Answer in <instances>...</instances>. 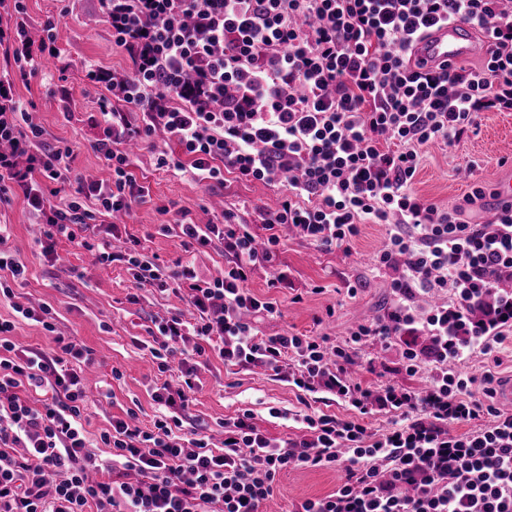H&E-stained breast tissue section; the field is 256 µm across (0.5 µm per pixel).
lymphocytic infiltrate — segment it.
<instances>
[{
  "instance_id": "obj_1",
  "label": "lymphocytic infiltrate",
  "mask_w": 512,
  "mask_h": 512,
  "mask_svg": "<svg viewBox=\"0 0 512 512\" xmlns=\"http://www.w3.org/2000/svg\"><path fill=\"white\" fill-rule=\"evenodd\" d=\"M505 0H101L112 40L131 59L117 72L91 66L86 76L118 90L138 108L141 127L126 113L107 112L96 151L112 182H79L71 201L49 205L40 180L68 178L71 149L43 146L28 124L16 80H27L38 48L12 37L26 10L14 0L16 22L0 24V54L15 78L0 79V196L19 187L47 241L78 242L97 216L131 209L148 195L129 170L124 143L160 130L181 149L175 171L203 184L235 179L284 185L276 211L259 215L265 240L228 208L220 223L178 222L182 237L222 248V272L200 278L194 266L177 272L192 320H156L150 353L159 371L180 352L181 388L162 384L152 428L117 418L100 440L102 460L86 450L82 345L56 337L57 349L16 350V318L52 330L33 308L14 302L0 318V512H263L277 476L291 467L340 466L345 482L290 512H512V412L490 405L493 379L462 375L461 364L489 354L512 334V204L489 223L472 224L466 211L490 192L485 184L452 208L418 195L413 181L422 150L451 148L477 133L480 112L512 111V12ZM470 24L491 44L474 68L437 70L412 63L416 39L448 22ZM27 156L18 168V156ZM366 224L386 238L377 269L390 278L391 303L343 343L325 336L278 334L259 338L251 317L280 315L276 299L246 286L258 269L268 285L293 282L277 267L279 228L296 230L321 251L349 248ZM101 261L132 270L136 289L163 272L140 249L102 242ZM449 300H441L444 292ZM435 297L420 310L415 299ZM404 340L407 372H429L426 391L386 386L371 390L347 370L351 352L377 340ZM260 367L312 393L326 392L362 415L391 414L383 434L334 415L307 414L303 438H272L251 411L225 421L215 450L202 431L182 434L181 411L196 384L198 358ZM42 392L31 400L30 392ZM464 425L461 434L450 425ZM138 480H131V473Z\"/></svg>"
}]
</instances>
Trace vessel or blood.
I'll use <instances>...</instances> for the list:
<instances>
[{
	"label": "vessel or blood",
	"mask_w": 512,
	"mask_h": 512,
	"mask_svg": "<svg viewBox=\"0 0 512 512\" xmlns=\"http://www.w3.org/2000/svg\"><path fill=\"white\" fill-rule=\"evenodd\" d=\"M487 49L468 24L453 22L427 30L415 42L412 59L427 66L453 65Z\"/></svg>",
	"instance_id": "1"
}]
</instances>
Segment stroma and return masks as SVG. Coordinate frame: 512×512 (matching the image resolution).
Returning <instances> with one entry per match:
<instances>
[{
  "label": "stroma",
  "mask_w": 512,
  "mask_h": 512,
  "mask_svg": "<svg viewBox=\"0 0 512 512\" xmlns=\"http://www.w3.org/2000/svg\"><path fill=\"white\" fill-rule=\"evenodd\" d=\"M26 32L31 43L55 36L60 56L42 63L27 82L17 83L15 95L44 132L47 146L68 145L73 149L65 182L59 183L57 201L70 199L78 180L91 178L111 182L112 169L94 145L104 135L101 105L121 107V99L110 88L90 83L89 66L127 70V53L112 42V31L101 17L100 0H26ZM477 134L456 147L423 151L414 188L419 195L448 208L469 192L473 183L490 176L512 177V112L480 113ZM177 146L162 132L142 139L130 166L139 184L149 187L151 199L133 205L129 215L117 218L115 234L120 239H139L145 256L168 272L190 262L204 274L224 267V255L215 247L184 245L173 226L178 214L198 223L215 216L211 201L238 207L243 221L253 224L259 211L276 209L281 189L227 177L224 183L198 187L181 174L158 166L161 154ZM0 224L9 225L7 249L27 267L25 280L15 289V300L29 307L50 306L54 331L39 323L21 320L15 339L28 348L54 351L55 336H66L92 352L87 369L89 400L84 414L91 453L105 457L108 448L99 440L115 417L134 411L141 426L152 427L157 405L152 395L165 382H176V372H159L142 344L149 339L154 317L183 309L174 295L155 287L135 290L131 270L121 264L95 263L90 251L59 239L55 257L42 252L41 227L29 213L21 195L0 202ZM385 229L378 224L363 226L350 251L315 250L300 238L286 242L280 253L300 302L284 300L278 317L256 319L259 337L288 332L302 336H326L344 341L359 322L382 313L391 301L388 278L373 266L382 246ZM357 285L356 296H348V285ZM402 344L366 346L353 356L352 377L362 386L423 390L427 372L409 374L402 367ZM120 379H113V371ZM471 375L493 376L495 384L512 379V336L489 354L471 358ZM197 388L184 419L185 430L206 427L214 447H221L222 423L243 410H252L255 425L273 437H301L306 433L300 417L324 412L341 419L357 417L351 407L328 394L300 397L287 382L261 370L225 366L210 356L197 370ZM290 412V419L272 417L271 409ZM344 473L338 468H291L278 475L276 489L266 512H288L292 503L308 497H324L339 487Z\"/></svg>",
  "instance_id": "1"
}]
</instances>
